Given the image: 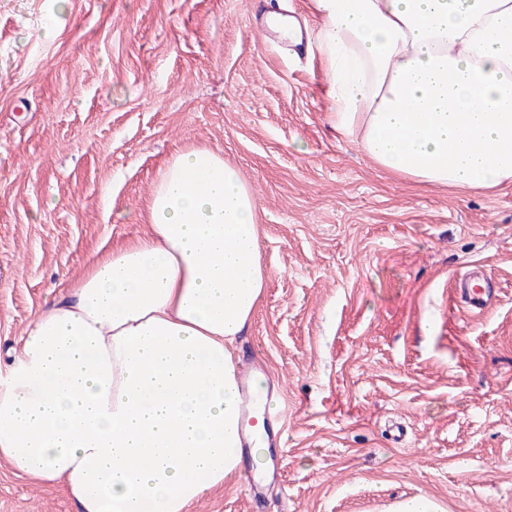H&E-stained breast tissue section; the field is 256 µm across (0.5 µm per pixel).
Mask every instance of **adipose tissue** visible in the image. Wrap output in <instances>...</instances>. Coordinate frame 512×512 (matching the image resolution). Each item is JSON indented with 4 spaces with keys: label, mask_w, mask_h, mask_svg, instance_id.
<instances>
[{
    "label": "adipose tissue",
    "mask_w": 512,
    "mask_h": 512,
    "mask_svg": "<svg viewBox=\"0 0 512 512\" xmlns=\"http://www.w3.org/2000/svg\"><path fill=\"white\" fill-rule=\"evenodd\" d=\"M312 4L342 136L422 184L512 185V0ZM148 211L0 369V460L78 512H188L240 472L235 351L268 278L257 198L193 148L158 170Z\"/></svg>",
    "instance_id": "ef3b65f1"
}]
</instances>
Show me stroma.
I'll return each mask as SVG.
<instances>
[{"label": "stroma", "instance_id": "1", "mask_svg": "<svg viewBox=\"0 0 512 512\" xmlns=\"http://www.w3.org/2000/svg\"><path fill=\"white\" fill-rule=\"evenodd\" d=\"M253 9L0 0V349L146 232L164 161L218 149L258 200L269 278L240 357L280 389L284 446L264 499L237 478L190 512H512V185L382 169L330 125L316 50L265 44ZM473 265L498 290L481 316L454 288ZM0 512L76 505L0 461Z\"/></svg>", "mask_w": 512, "mask_h": 512}]
</instances>
